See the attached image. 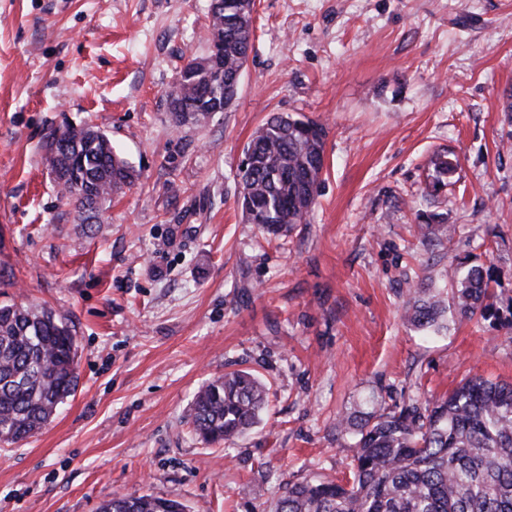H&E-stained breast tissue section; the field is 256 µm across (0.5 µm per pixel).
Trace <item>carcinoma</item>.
Wrapping results in <instances>:
<instances>
[{"mask_svg":"<svg viewBox=\"0 0 512 512\" xmlns=\"http://www.w3.org/2000/svg\"><path fill=\"white\" fill-rule=\"evenodd\" d=\"M211 34L224 41V103L237 97L228 83L252 47L253 19L238 20L236 0H211ZM181 101L206 98L214 75L191 58L178 71ZM178 126L205 125L209 112H173ZM322 124L269 118L248 143L241 172V208L251 224L273 237L307 223L324 169ZM48 160L61 197L83 212L100 208L131 188L134 170L112 152L107 136L90 127H68L48 142ZM450 288L409 291L407 320L421 330L447 328L453 313L512 330V302L497 300L495 267L459 264ZM74 327L46 306L0 304V443L15 444L45 426L78 386ZM268 388L248 370L215 377L196 393L186 414L208 444L243 437L259 424ZM336 429L355 437L351 476L345 481L288 482L270 512H512V386L469 379L434 403L393 405ZM176 498L153 494L115 496L100 512H185Z\"/></svg>","mask_w":512,"mask_h":512,"instance_id":"obj_1","label":"carcinoma"}]
</instances>
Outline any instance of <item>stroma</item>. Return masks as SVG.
Here are the masks:
<instances>
[{
  "instance_id": "1",
  "label": "stroma",
  "mask_w": 512,
  "mask_h": 512,
  "mask_svg": "<svg viewBox=\"0 0 512 512\" xmlns=\"http://www.w3.org/2000/svg\"><path fill=\"white\" fill-rule=\"evenodd\" d=\"M210 0H0V303L72 323L79 385L35 436L0 446V512H98L170 495L188 512H264L285 482L348 478L337 421L464 380L512 383V340L407 325L408 288L492 263L512 298V0H257L234 105L173 127L179 68L208 52ZM323 123L307 223L271 238L238 204L274 115ZM90 125L137 171L93 223L61 198L47 143ZM451 160L433 186V161ZM452 240L429 245L430 215ZM248 369L269 387L236 444L185 420Z\"/></svg>"
}]
</instances>
